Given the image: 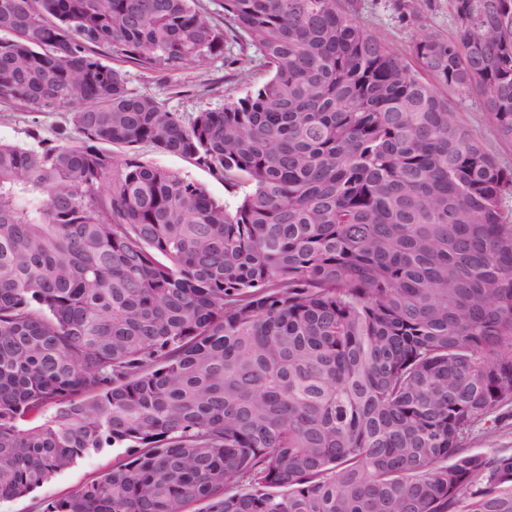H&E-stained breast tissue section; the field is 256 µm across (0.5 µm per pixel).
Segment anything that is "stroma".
Returning a JSON list of instances; mask_svg holds the SVG:
<instances>
[{
  "mask_svg": "<svg viewBox=\"0 0 512 512\" xmlns=\"http://www.w3.org/2000/svg\"><path fill=\"white\" fill-rule=\"evenodd\" d=\"M358 21L369 31L384 37L402 55L410 56L417 30L403 20L398 0H358ZM254 51L242 43L225 47L223 55L202 63L185 64L165 72H152L126 64L128 87L133 94L157 99L168 111L188 117L201 109H219L227 96L244 95L261 84L266 73L252 62ZM458 116L471 133L483 139L498 163L512 168V138L494 134L488 112L477 99L452 98ZM66 110L39 112L29 105L0 101V141L29 145L44 140H59L66 127ZM141 160L169 169L204 185L209 192L226 201L234 196L224 187L221 177L179 155L163 153L148 144L141 145ZM122 448H109L78 459L42 488L26 496L0 502V512H43L47 502L72 495L76 490L111 470Z\"/></svg>",
  "mask_w": 512,
  "mask_h": 512,
  "instance_id": "1",
  "label": "stroma"
}]
</instances>
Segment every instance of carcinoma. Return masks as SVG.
Segmentation results:
<instances>
[{"mask_svg": "<svg viewBox=\"0 0 512 512\" xmlns=\"http://www.w3.org/2000/svg\"><path fill=\"white\" fill-rule=\"evenodd\" d=\"M449 4L412 66L356 0H0V100L78 134L0 143V501L132 448L43 512H512V169L438 91L512 138V0ZM230 40L268 79L186 121L105 62ZM138 154L141 160L186 176L192 181L204 185L212 195L224 198L231 205L235 204L236 198L233 193L225 189L224 179L195 165L193 161L179 155L162 153L149 144L141 145ZM472 447L483 453H512V427L499 430L493 438H475Z\"/></svg>", "mask_w": 512, "mask_h": 512, "instance_id": "cac0c4a2", "label": "carcinoma"}]
</instances>
